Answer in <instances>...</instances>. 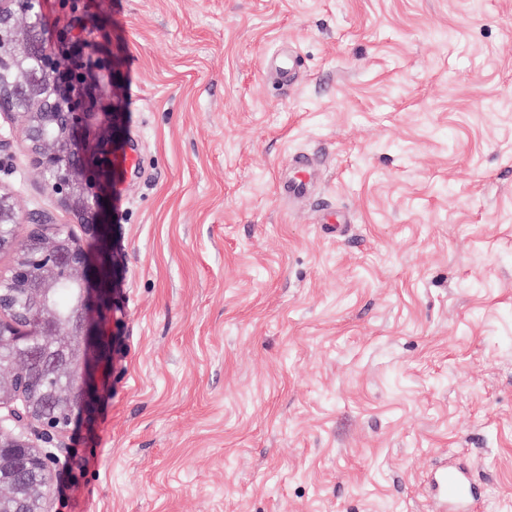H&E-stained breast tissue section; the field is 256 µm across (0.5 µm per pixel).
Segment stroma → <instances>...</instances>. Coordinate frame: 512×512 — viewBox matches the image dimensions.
<instances>
[{
  "label": "stroma",
  "instance_id": "obj_1",
  "mask_svg": "<svg viewBox=\"0 0 512 512\" xmlns=\"http://www.w3.org/2000/svg\"><path fill=\"white\" fill-rule=\"evenodd\" d=\"M39 5L50 44L91 29L85 128L115 137L114 367L37 442L48 512H436L446 458L512 512V0ZM16 124L19 237L90 246ZM294 170L296 171L288 184H280L279 191L281 194H287L288 197L302 198L310 193L313 179L314 166L308 159H300L295 161Z\"/></svg>",
  "mask_w": 512,
  "mask_h": 512
}]
</instances>
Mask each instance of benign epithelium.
<instances>
[{
  "mask_svg": "<svg viewBox=\"0 0 512 512\" xmlns=\"http://www.w3.org/2000/svg\"><path fill=\"white\" fill-rule=\"evenodd\" d=\"M32 6L33 0H0V68L10 72L0 78V112L20 118L21 140L43 181L95 236L101 225L96 185L104 181L108 141L98 135L85 147H76L75 131L82 122V112L79 106L66 103L68 90L55 77L61 61L43 52L46 40L43 28L32 23ZM49 123L58 127L54 136L45 132ZM20 223L14 199L0 191V228L11 226L7 235L0 231V253L13 251L16 263L39 267L28 292L40 304L34 320H25L16 311L14 299L0 294V349L17 351L8 361L0 362V407L19 395L22 410L16 413L17 421L30 428L35 437L54 432L62 438L67 426L46 407L52 405L70 418L78 410L90 409L97 385L94 368L106 358L110 341L107 336L91 335L92 288L84 277L89 263L85 248L57 233L20 239L16 232ZM62 268L81 288L78 310L66 322L45 304ZM34 337L43 345L18 350L19 344ZM50 343L64 347L61 362L73 374V383L61 391L44 392L33 384L21 392L34 368L48 361L44 345ZM5 484L10 490L0 494V512H41L33 510L32 504L41 503L52 490L50 465L35 448L34 440L21 433L0 432V487Z\"/></svg>",
  "mask_w": 512,
  "mask_h": 512,
  "instance_id": "1",
  "label": "benign epithelium"
}]
</instances>
